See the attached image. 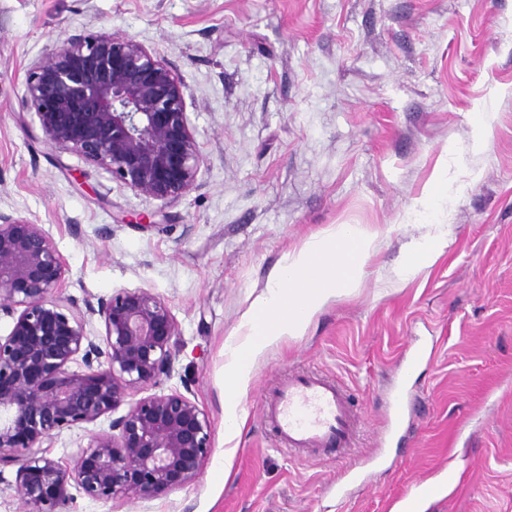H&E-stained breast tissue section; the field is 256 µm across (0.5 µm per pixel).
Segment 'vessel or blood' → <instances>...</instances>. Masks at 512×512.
<instances>
[{"label": "vessel or blood", "mask_w": 512, "mask_h": 512, "mask_svg": "<svg viewBox=\"0 0 512 512\" xmlns=\"http://www.w3.org/2000/svg\"><path fill=\"white\" fill-rule=\"evenodd\" d=\"M408 396L406 386L392 390L379 444L407 429ZM264 414L280 444L296 455L328 449L341 452L351 448L356 436V419L343 388L337 380L319 374L290 376L265 401Z\"/></svg>", "instance_id": "1"}]
</instances>
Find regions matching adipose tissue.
Returning <instances> with one entry per match:
<instances>
[{
	"label": "adipose tissue",
	"instance_id": "adipose-tissue-1",
	"mask_svg": "<svg viewBox=\"0 0 512 512\" xmlns=\"http://www.w3.org/2000/svg\"><path fill=\"white\" fill-rule=\"evenodd\" d=\"M376 250V235L343 224L288 252L272 270L238 333L224 341L225 437L239 436L246 422L239 392L252 380L258 355L283 338L302 335L325 305L349 296Z\"/></svg>",
	"mask_w": 512,
	"mask_h": 512
}]
</instances>
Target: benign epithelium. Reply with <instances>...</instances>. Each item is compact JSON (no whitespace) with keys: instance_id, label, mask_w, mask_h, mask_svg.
Listing matches in <instances>:
<instances>
[{"instance_id":"obj_1","label":"benign epithelium","mask_w":512,"mask_h":512,"mask_svg":"<svg viewBox=\"0 0 512 512\" xmlns=\"http://www.w3.org/2000/svg\"><path fill=\"white\" fill-rule=\"evenodd\" d=\"M187 87L154 51L125 37L66 38L38 61L26 100L46 140L101 167L138 195L167 202L195 186L205 157L185 112ZM65 265L37 224H0V465H18L27 512H58L74 483L87 497L152 500L194 481L211 425L180 392L129 404L111 432L92 436L69 469L49 457L54 432L93 423L170 375L178 323L166 303L120 290L77 308L62 292ZM104 323L103 343L87 331ZM81 360L86 372L69 371Z\"/></svg>"}]
</instances>
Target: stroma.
Masks as SVG:
<instances>
[{"instance_id": "35a3bbf8", "label": "stroma", "mask_w": 512, "mask_h": 512, "mask_svg": "<svg viewBox=\"0 0 512 512\" xmlns=\"http://www.w3.org/2000/svg\"><path fill=\"white\" fill-rule=\"evenodd\" d=\"M99 34L143 44L185 83L205 157L186 196L135 194L45 139L29 70L61 39ZM436 192L429 224L419 203ZM0 219L50 236L77 307L123 289L163 300L180 336L155 391L211 424L195 481L152 501L72 486L60 512H394L418 480L445 487L426 512H512V0H0ZM438 223L444 253L400 277ZM337 224L376 234L366 275L258 356L225 458L224 341L282 256ZM423 342L435 355L412 379L410 430L337 503V477L377 452L398 362ZM297 372L346 386L354 451L278 449L263 401ZM110 422L58 431L50 457L72 463Z\"/></svg>"}]
</instances>
